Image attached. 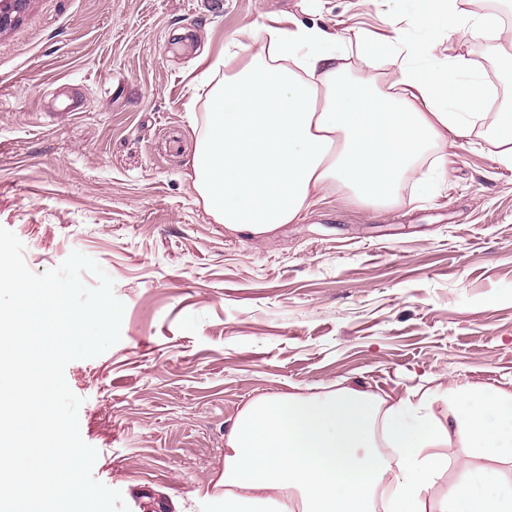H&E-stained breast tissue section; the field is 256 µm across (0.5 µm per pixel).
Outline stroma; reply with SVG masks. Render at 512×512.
I'll use <instances>...</instances> for the list:
<instances>
[{"mask_svg":"<svg viewBox=\"0 0 512 512\" xmlns=\"http://www.w3.org/2000/svg\"><path fill=\"white\" fill-rule=\"evenodd\" d=\"M416 27L405 0H27L0 30V226L35 273L75 251L124 304L120 341L71 362L93 474L129 512H209L224 441L260 395L427 381L512 386V169L482 127L428 196L331 193L257 240L214 223L188 161L192 80L250 23ZM493 41L441 37L512 99Z\"/></svg>","mask_w":512,"mask_h":512,"instance_id":"obj_1","label":"stroma"}]
</instances>
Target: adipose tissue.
I'll return each mask as SVG.
<instances>
[{
    "label": "adipose tissue",
    "instance_id": "1",
    "mask_svg": "<svg viewBox=\"0 0 512 512\" xmlns=\"http://www.w3.org/2000/svg\"><path fill=\"white\" fill-rule=\"evenodd\" d=\"M415 20L422 33L384 43L361 31L337 36L300 25L244 27L198 81L207 111L192 154L205 212L234 232L261 238L298 220L329 188L388 207L413 174L420 189L446 168H417L427 150L465 138L486 120L472 109L484 77L462 56H437L439 36L497 34L498 19L463 0H432ZM357 47L366 62L390 59L397 77H346ZM243 59L232 74L229 61ZM459 448L449 456V448ZM512 392L452 383L395 399L347 387L327 395H260L224 442V501L217 512H428V494L451 466L439 512H512Z\"/></svg>",
    "mask_w": 512,
    "mask_h": 512
}]
</instances>
